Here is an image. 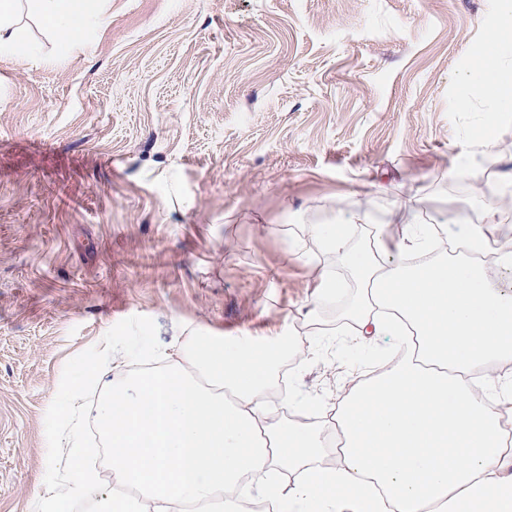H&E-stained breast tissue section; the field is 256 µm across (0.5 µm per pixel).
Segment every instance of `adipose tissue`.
I'll use <instances>...</instances> for the list:
<instances>
[{"label": "adipose tissue", "instance_id": "ef3b65f1", "mask_svg": "<svg viewBox=\"0 0 512 512\" xmlns=\"http://www.w3.org/2000/svg\"><path fill=\"white\" fill-rule=\"evenodd\" d=\"M91 0H30L59 43H81L91 24L107 25ZM479 44L461 77L467 101L487 102L481 126L493 153L497 126L512 120V0H494L478 23ZM463 248L424 268L409 253L431 244L426 225L396 206L377 221L368 206L346 218L369 224V251L348 250L335 225L310 222L308 232L360 275L372 302L401 320L382 326L364 309L354 318L363 336H392L404 355L397 366L365 379L338 405L336 431L344 463L321 465V432L284 421L270 426L265 405L282 340L233 342L193 323L151 353L157 368L122 381L110 377L123 347L104 342L95 381L97 411L112 473L138 495L141 512H242L246 480L271 512H512V450L501 443L495 408L469 383L512 365V291L487 278L479 261L492 231L512 224L484 194ZM67 408L53 441L52 482L44 512L82 498L88 512H115L113 497L96 494L80 463L82 410L78 387L65 389Z\"/></svg>", "mask_w": 512, "mask_h": 512}]
</instances>
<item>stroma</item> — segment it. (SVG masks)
Here are the masks:
<instances>
[{"instance_id": "1", "label": "stroma", "mask_w": 512, "mask_h": 512, "mask_svg": "<svg viewBox=\"0 0 512 512\" xmlns=\"http://www.w3.org/2000/svg\"><path fill=\"white\" fill-rule=\"evenodd\" d=\"M111 16L64 48L29 6L32 56H0V512H34L54 480L59 380L85 385L103 337L175 341L190 322L235 339L278 331L266 419L319 428L367 376L387 336L336 324L367 290L303 219L394 202L432 224L444 255L512 174V122L494 156L457 74L492 0H102ZM478 181L450 177L460 155ZM463 214L446 223L448 212ZM341 296L308 310L312 267ZM95 493L112 474L86 418Z\"/></svg>"}]
</instances>
